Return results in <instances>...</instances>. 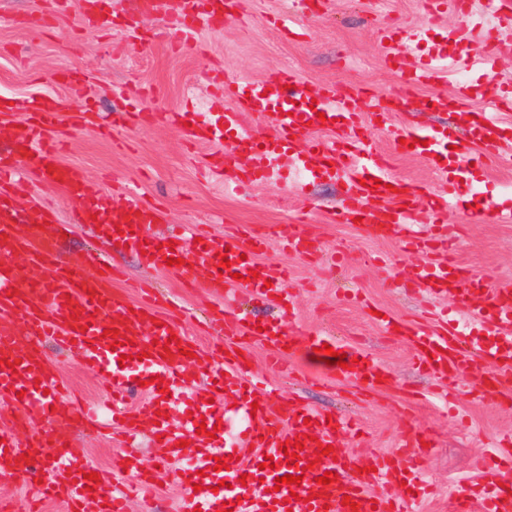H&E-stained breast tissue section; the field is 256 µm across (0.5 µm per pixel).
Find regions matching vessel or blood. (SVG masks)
Wrapping results in <instances>:
<instances>
[{
    "instance_id": "b4317fda",
    "label": "vessel or blood",
    "mask_w": 512,
    "mask_h": 512,
    "mask_svg": "<svg viewBox=\"0 0 512 512\" xmlns=\"http://www.w3.org/2000/svg\"><path fill=\"white\" fill-rule=\"evenodd\" d=\"M447 10L464 21L471 16L468 0H428L430 14ZM227 16L224 0H182L173 31L180 43L187 44L200 31L222 27ZM400 33L394 25L381 31L384 67L395 69L407 94L438 83L444 67L437 57L428 53L417 65L407 66ZM222 87L233 102L224 113L223 126L202 122L194 112L176 113L171 120L189 124L192 137L212 142L221 139L224 130L241 131L247 114L269 116L272 137L252 147L247 166L225 168V187L242 188L259 180L284 184L295 167L322 175L346 171L345 199L334 219L349 224L358 218L363 228L376 236L399 238L403 250L422 256L409 272V281L452 298L459 308L469 307L475 285L447 240L435 230L436 225L445 223L448 204L468 201L461 182L449 173V158L442 156L441 150L452 145L456 148L453 158L479 162L482 153L494 151L507 138V127L494 117V110L506 111L512 104L500 99L495 109L473 110L472 100L485 98L486 93L464 84L453 99L429 101L431 108L463 121V131L450 127L393 130V138L412 142L414 154L431 162L445 185V195L432 198L425 188L393 177L388 156L368 150L364 110L384 121L391 116L368 88L324 86L316 106L310 108L303 104L307 89L289 70L272 75L262 88L228 77ZM25 112L27 118L16 132L10 152L0 154V322H11L7 328L0 325V482L20 483L31 500L60 501L66 512H126L124 495L112 485L120 474L132 489L148 487L152 472L140 457L126 452L118 474L101 473L99 482L90 486L84 476L92 472V464L56 432L58 422L74 418L89 426H102V415L107 412L128 439H135L149 420L153 437L159 438L164 448L174 449L182 439L197 443L198 453L173 474L180 488L177 512H221L227 503L232 504L233 512H409L405 498L392 499L370 491L352 457L325 453V446H338L349 434L350 427L341 415L294 403L274 410L267 394L258 392L249 379L237 354L213 363L198 356L194 338L180 328L184 309L177 297L156 294L152 284L144 281L138 285L141 300L122 302L113 284L124 273L113 266L109 252L96 249L75 260L61 257L56 244L66 225L60 224L54 213H35L21 206L6 187L19 181L24 170H32L79 202L80 223H95L99 235L110 243L142 252L144 264L162 268L169 258L193 254L208 271L205 288L212 297L224 298L238 287L257 301L278 300L283 312L292 314L287 268L255 257L265 248V240L257 236L245 243L212 235L199 242L181 227L168 236L148 238L146 230L159 223L160 214L144 202L139 187L128 186L122 203L113 205L81 169L61 162L53 140L59 116L55 101L30 98ZM324 129L339 130L341 136L327 142L312 140V133ZM418 210L427 216V229L413 227ZM284 245L300 256L316 251L313 239L299 230L289 233ZM20 254L30 257L29 269L15 266L14 259ZM224 257L230 268H222ZM479 294L480 308L473 318L498 333L496 342L487 346L471 341L451 323L428 331L399 327L392 317L380 321L386 334L398 332L408 337L414 360L443 382L444 397L449 401L456 395L459 376L468 372L476 358L489 366L480 380L485 390L512 381V336L501 332L503 326H512V288L489 285ZM216 319L223 323L226 335L255 337L280 360L324 343L320 336L298 341L278 322L258 327L241 309L221 308ZM48 338L69 351L85 370L106 379L103 405L87 409L76 405L54 364L40 353ZM347 356L352 363L337 369V378L352 372L372 382L382 371L375 361L359 357L356 350H348ZM201 373L211 377L209 391L196 387ZM136 391L142 400L136 408H128L127 400ZM228 393L237 403L232 415L224 407ZM175 403L188 410L178 426L164 418ZM233 423L239 426V446L232 450L225 448L223 439L199 431L204 424L223 432ZM297 439L303 440L304 448L295 460L285 456L283 448ZM249 448L254 451L250 457L245 454ZM492 454L505 460L499 483L482 489L469 485L456 499V512H512V448H496ZM220 457L225 458L226 467L218 471L214 465ZM268 457L273 460L269 468L263 465ZM423 462L422 448L411 440L404 448L372 459L377 474L390 478L406 469L415 485L422 481ZM327 472L337 474V481L319 484V477ZM288 474L299 477V485H277V478ZM228 477L234 481L229 490L219 485Z\"/></svg>"
}]
</instances>
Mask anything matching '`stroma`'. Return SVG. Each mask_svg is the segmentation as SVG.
<instances>
[{
    "label": "stroma",
    "instance_id": "obj_1",
    "mask_svg": "<svg viewBox=\"0 0 512 512\" xmlns=\"http://www.w3.org/2000/svg\"><path fill=\"white\" fill-rule=\"evenodd\" d=\"M84 4L85 0H0V98L15 104L12 111L0 112V148L11 146L13 130L25 119L26 99H61L65 109L56 134L63 143L65 164L81 168L117 202L125 184H138L144 199L161 205L166 213L163 222L151 225L150 236L166 235L177 224L197 225L213 235L268 234L264 259L284 263L292 272L286 284L295 303L292 332L305 337L327 334L361 348L387 368L391 384L372 389L352 377L337 380L330 366L305 352L295 356L294 374L281 376L268 364L271 349L246 336L224 335L220 324L212 321L217 306L198 287L204 271L193 266L182 273L150 269L137 253L116 245L112 262L125 273L116 284L121 300H136L131 284L140 280L153 282L160 293L178 295L198 317L210 320L206 327L196 320L186 324L203 357L246 348L249 373L273 389L274 409L294 400L357 422L361 433L341 442V454L364 462L374 453L401 447L407 437L427 435L432 446L425 457V478L435 491L427 495L414 489L413 512H454L463 487L497 481V471L482 466L481 458L486 448L512 437V401L483 394L478 377L485 372L484 362L475 361L472 373L460 379L458 407L449 412L439 396L441 381L419 367L407 339L385 334L377 321L384 313L407 326L436 328L440 322L434 313L442 309L459 318L455 303L402 283L396 268L380 262L384 256L397 257L410 268L416 257L400 256L397 238H379L357 225L333 222L332 213L344 193L336 179L297 176L286 185L260 182L240 192H225L223 181L207 175L204 167L222 150L240 159L233 145L222 148L192 140L185 128L174 125L146 124L138 109L201 112L216 120L228 106L217 97L218 79L228 75L254 85L284 68L292 69L312 92L329 83H346L368 87L380 98L394 95L402 85L382 64L380 31L397 23L406 31L426 33L421 44L408 49V61L429 51L450 56L461 49L473 60L468 71L448 68L441 82L413 92L393 119L397 125L440 126L448 122V113L426 111L422 101L431 96L453 98L460 81L478 86L495 78L498 95L512 100V27L491 12L485 0H473L467 24L450 11L429 14L426 0H312L305 14L297 0H235L233 16L223 27L204 31L177 48L168 35L177 12L175 0H163L154 11L145 10L141 0H98V9L112 16L108 30L87 22ZM283 13L294 14L309 30V38H285L273 23ZM39 16L49 17V24H36ZM490 31L502 51L488 62L484 37ZM64 71L79 74V87L58 81ZM87 102L97 113L96 122L73 125L71 112ZM370 145L379 152H394L393 172L399 178L443 193L429 162L395 153L389 133L371 130ZM465 191L483 200V212L449 208L447 221L438 230L473 276L512 285V224L494 218L496 211L512 208V141L502 144L497 158L470 171ZM15 196L21 205L53 210L62 223L72 225V234L57 245L63 257L72 259L101 248V240L76 224L78 203L58 185L28 172L22 174ZM299 225L315 239L316 255L280 250V239ZM41 351L55 363L60 378L88 402L99 399L101 377L85 372L53 342H44ZM59 434L100 468L118 461L123 450L117 435L91 433L77 420L61 426ZM138 452L146 464L158 468L154 512H176L179 490L168 468L160 464L166 449L146 430Z\"/></svg>",
    "mask_w": 512,
    "mask_h": 512
}]
</instances>
